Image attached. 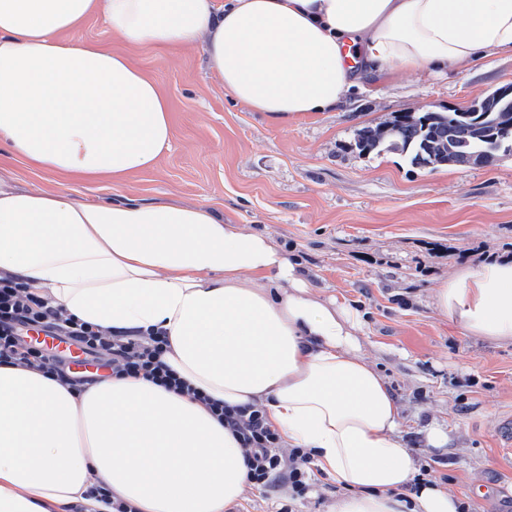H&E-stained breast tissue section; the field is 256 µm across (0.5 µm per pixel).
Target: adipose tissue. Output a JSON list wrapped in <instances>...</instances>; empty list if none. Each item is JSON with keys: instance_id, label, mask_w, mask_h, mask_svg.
Listing matches in <instances>:
<instances>
[{"instance_id": "1", "label": "adipose tissue", "mask_w": 512, "mask_h": 512, "mask_svg": "<svg viewBox=\"0 0 512 512\" xmlns=\"http://www.w3.org/2000/svg\"><path fill=\"white\" fill-rule=\"evenodd\" d=\"M136 47L202 42L237 101L288 125L395 71L445 74L512 54V0H0V142L75 180L149 168L168 106L124 55L78 36L90 17ZM77 320L165 334L166 362L228 405L263 406L336 485L330 512H457L417 473L398 400L363 354L358 315L322 298L298 256L201 206L90 204L0 168V276ZM435 307L512 342V260L445 281ZM244 450L200 404L145 379L74 392L0 366V512H228Z\"/></svg>"}]
</instances>
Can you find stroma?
Segmentation results:
<instances>
[{"label": "stroma", "instance_id": "obj_1", "mask_svg": "<svg viewBox=\"0 0 512 512\" xmlns=\"http://www.w3.org/2000/svg\"><path fill=\"white\" fill-rule=\"evenodd\" d=\"M80 35L129 55L169 107L171 141L150 168L75 181L32 168L0 143V165L25 188L86 202L202 205L297 254L321 296L361 316L364 354L388 377L418 466L442 465L472 512H512V344L462 334L431 304L441 283L485 256L512 255V154L490 165L420 167L397 151L363 152L362 128L406 112L462 110L512 84V55L448 78L387 75L339 110L288 127L236 102L201 45L128 46L92 17ZM449 433L443 448L424 430Z\"/></svg>", "mask_w": 512, "mask_h": 512}]
</instances>
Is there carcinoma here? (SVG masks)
<instances>
[{
    "instance_id": "1",
    "label": "carcinoma",
    "mask_w": 512,
    "mask_h": 512,
    "mask_svg": "<svg viewBox=\"0 0 512 512\" xmlns=\"http://www.w3.org/2000/svg\"><path fill=\"white\" fill-rule=\"evenodd\" d=\"M502 106L489 96L479 104L478 112H407L394 117L386 130L378 126L362 129L356 146L361 151L393 147L404 152L411 163L424 167L481 165L475 152L478 146L488 145L487 138L499 134L493 120Z\"/></svg>"
}]
</instances>
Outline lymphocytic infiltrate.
Returning a JSON list of instances; mask_svg holds the SVG:
<instances>
[{
  "instance_id": "obj_1",
  "label": "lymphocytic infiltrate",
  "mask_w": 512,
  "mask_h": 512,
  "mask_svg": "<svg viewBox=\"0 0 512 512\" xmlns=\"http://www.w3.org/2000/svg\"><path fill=\"white\" fill-rule=\"evenodd\" d=\"M40 329L62 336L96 356L116 378H143L201 403L241 442L251 486L287 487L290 501L306 498L314 489L312 459L299 448L287 447L258 405L229 406L212 399L182 379L164 361L167 336L114 333L80 322L52 306L48 299L12 277L0 278V365L22 366L81 391L96 383L94 374L73 372L62 356L27 343L26 330Z\"/></svg>"
}]
</instances>
